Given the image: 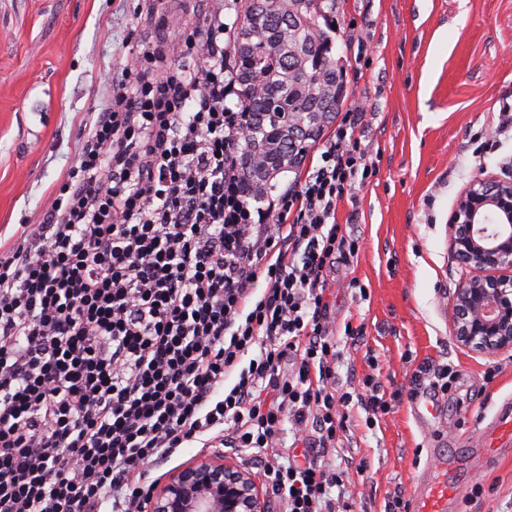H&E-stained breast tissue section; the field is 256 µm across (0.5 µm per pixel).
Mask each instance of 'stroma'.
Wrapping results in <instances>:
<instances>
[{
  "mask_svg": "<svg viewBox=\"0 0 512 512\" xmlns=\"http://www.w3.org/2000/svg\"><path fill=\"white\" fill-rule=\"evenodd\" d=\"M221 0H0V245L42 219L75 161L91 113L109 97L108 78L133 51L159 46L172 63L191 29ZM333 55L346 75V102L366 99L365 135L376 173L341 204L358 210L357 261L328 274L341 381L373 376L401 391L374 428L351 404L336 466L354 512H384L393 494L410 498L422 461L438 448L465 487L453 512H504L512 504V455L472 471L477 439L460 425L491 421L512 398V351L479 354L456 343L455 292L469 271L450 254L448 218L479 173L512 177V138L496 135L512 106V0H336ZM362 46H354V39ZM357 280L367 299L349 289ZM451 365L438 393L440 416L424 432L411 413L410 377L421 364ZM366 469H359V462ZM481 485L479 496L469 488Z\"/></svg>",
  "mask_w": 512,
  "mask_h": 512,
  "instance_id": "1",
  "label": "stroma"
}]
</instances>
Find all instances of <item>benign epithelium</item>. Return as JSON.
Segmentation results:
<instances>
[{
	"mask_svg": "<svg viewBox=\"0 0 512 512\" xmlns=\"http://www.w3.org/2000/svg\"><path fill=\"white\" fill-rule=\"evenodd\" d=\"M448 241L452 257L470 270L451 307L455 341L484 354L511 351L512 179H472L448 220ZM149 512H265V503L251 473L198 457L156 487Z\"/></svg>",
	"mask_w": 512,
	"mask_h": 512,
	"instance_id": "1",
	"label": "benign epithelium"
}]
</instances>
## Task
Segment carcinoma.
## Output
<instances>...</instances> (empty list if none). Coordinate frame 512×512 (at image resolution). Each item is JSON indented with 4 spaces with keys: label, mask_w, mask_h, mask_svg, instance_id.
Wrapping results in <instances>:
<instances>
[{
    "label": "carcinoma",
    "mask_w": 512,
    "mask_h": 512,
    "mask_svg": "<svg viewBox=\"0 0 512 512\" xmlns=\"http://www.w3.org/2000/svg\"><path fill=\"white\" fill-rule=\"evenodd\" d=\"M335 10L336 0H242L233 52L251 130L241 147L256 178L245 183L251 198L300 167L344 101V69L328 34Z\"/></svg>",
    "instance_id": "carcinoma-1"
}]
</instances>
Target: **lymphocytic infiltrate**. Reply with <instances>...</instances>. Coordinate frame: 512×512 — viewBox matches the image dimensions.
I'll use <instances>...</instances> for the list:
<instances>
[{
	"label": "lymphocytic infiltrate",
	"mask_w": 512,
	"mask_h": 512,
	"mask_svg": "<svg viewBox=\"0 0 512 512\" xmlns=\"http://www.w3.org/2000/svg\"><path fill=\"white\" fill-rule=\"evenodd\" d=\"M220 17L185 61L114 71L40 224L0 249V512H146L183 444L247 453L286 512H351L328 452L350 421L327 272L359 239L338 204L373 175L353 102L317 165L247 199L245 113Z\"/></svg>",
	"instance_id": "f902f5d3"
}]
</instances>
